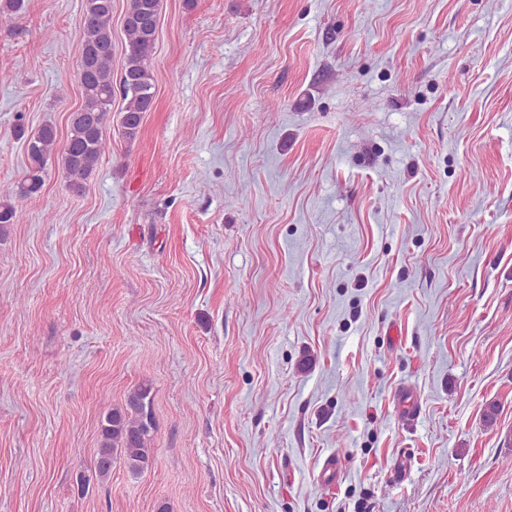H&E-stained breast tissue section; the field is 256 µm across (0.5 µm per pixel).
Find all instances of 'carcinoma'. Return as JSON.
<instances>
[{
    "instance_id": "cac0c4a2",
    "label": "carcinoma",
    "mask_w": 512,
    "mask_h": 512,
    "mask_svg": "<svg viewBox=\"0 0 512 512\" xmlns=\"http://www.w3.org/2000/svg\"><path fill=\"white\" fill-rule=\"evenodd\" d=\"M160 2L129 0L123 24L124 65L119 84L115 86L112 83V0H85L80 30L82 105L72 115L66 144L59 153L53 126L46 125L28 138L24 126L14 128L17 137L26 138L32 166L18 185L0 190L1 225L14 223L16 210L11 197H29L42 188L45 165L54 154L67 174L70 188H84L105 152L103 129L116 93L124 103L121 118L124 135L129 140L136 138L143 114L151 111L155 102L150 55L157 39ZM27 8L28 0H0L1 16L20 17ZM151 391L150 385L142 383L128 393L122 405L102 415L94 465L98 480L108 479L118 461L134 476L151 467L154 429Z\"/></svg>"
}]
</instances>
